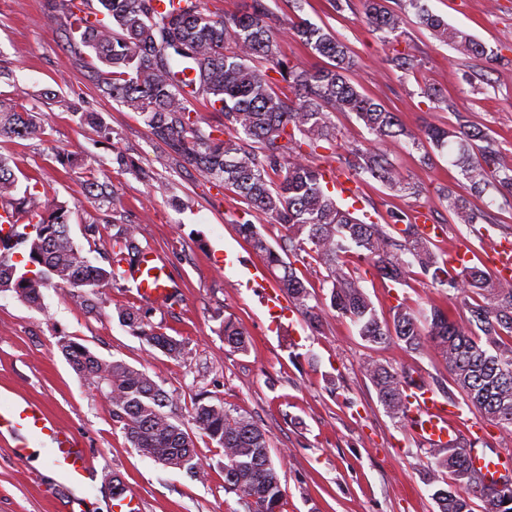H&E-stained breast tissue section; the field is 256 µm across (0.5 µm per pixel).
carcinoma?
Returning a JSON list of instances; mask_svg holds the SVG:
<instances>
[{
    "label": "carcinoma",
    "mask_w": 512,
    "mask_h": 512,
    "mask_svg": "<svg viewBox=\"0 0 512 512\" xmlns=\"http://www.w3.org/2000/svg\"><path fill=\"white\" fill-rule=\"evenodd\" d=\"M363 0L364 18L376 31L397 35L409 11L419 25L440 41L475 58L485 47L463 31L429 12L422 0ZM71 2L63 16L52 20L72 34L73 46L90 49L104 66L98 71L99 93L141 115L152 135L165 147L162 159L192 167L209 182L233 190L248 209L282 225V243L272 246L256 225H238L239 234L273 274L276 285L309 325L318 330L333 311L348 319L371 345L402 343L408 350L430 344L448 367V382L467 405L512 432V282L494 283L477 266L459 270L448 266L411 217L394 215L398 237L380 224H368L337 203L325 180L327 170L313 159L336 147L334 112H352L381 141L407 134L396 113L361 94L349 81L354 66L348 47L322 27L305 20L292 26V35L331 64L308 69L282 53L280 32L272 25L266 0H251L248 9L228 18L204 11L202 0H98ZM109 18L104 22L98 15ZM266 64L261 70L254 62ZM203 103L222 115V123L203 128L194 105ZM82 122L98 135L112 139V129L95 112ZM46 128L39 109L19 110L0 100V139L41 140ZM417 145L442 151L455 143V160L472 192L492 189L512 196V163L501 158L494 141L469 125L455 129L428 125L411 136ZM355 175L368 173L391 191L409 189L401 169L376 150L356 151ZM88 191L98 210H108L117 195L112 182L94 180ZM448 210L462 224H476L480 214L453 191L443 194ZM0 206L12 210L11 242L0 245V291H12L29 306L39 308L42 289L53 284L70 288L72 298L87 302L98 288L125 278L141 262L149 246L142 244L137 224H123L97 215L83 225L91 242L101 238V225L112 224L111 252L98 265L82 255L70 234V213L58 195L28 183L18 189L10 158L0 154ZM374 266L394 283L415 265L421 275L444 292L469 303L468 324L461 325L443 308L413 311L393 307L381 322L376 309L349 271V258ZM315 262L326 271L329 292L317 294L299 277L293 262ZM118 317L149 346L177 357L182 343L160 331L152 309L125 307ZM224 343L233 352L248 350L245 329L224 319ZM72 369L111 396L112 417L123 424L131 447L142 456L171 469L186 470L203 481L206 471L190 434L165 408L173 397L149 375L123 360H106L83 344L60 341ZM386 413L400 422L408 419V391L417 380L376 362L363 366ZM193 418L199 430L224 453V488L237 493L247 512H282L279 471L269 453L268 437L251 416L224 404L194 401ZM479 439L447 448L428 449V483L443 480L433 499L439 512H471L478 498L485 512H512V485L498 486L470 464L466 449Z\"/></svg>",
    "instance_id": "obj_1"
}]
</instances>
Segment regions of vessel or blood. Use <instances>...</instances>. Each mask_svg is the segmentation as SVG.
Here are the masks:
<instances>
[{
	"label": "vessel or blood",
	"instance_id": "b4317fda",
	"mask_svg": "<svg viewBox=\"0 0 512 512\" xmlns=\"http://www.w3.org/2000/svg\"><path fill=\"white\" fill-rule=\"evenodd\" d=\"M489 265L502 279L512 278V243L502 242L491 253ZM167 262L155 252H148L145 262L132 278L137 298L144 303L164 306L172 293ZM260 303L274 319L285 318L288 302L275 286H267ZM411 429L425 444L444 448L456 440V407L439 399L428 386L413 388L409 397ZM15 437L14 458L22 463L31 456L32 443L46 448V460L73 485L83 484L93 468V458L80 436L62 426L40 405L26 400L0 403V435Z\"/></svg>",
	"mask_w": 512,
	"mask_h": 512
}]
</instances>
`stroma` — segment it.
I'll return each mask as SVG.
<instances>
[{
  "label": "stroma",
  "mask_w": 512,
  "mask_h": 512,
  "mask_svg": "<svg viewBox=\"0 0 512 512\" xmlns=\"http://www.w3.org/2000/svg\"><path fill=\"white\" fill-rule=\"evenodd\" d=\"M425 2L449 25L496 51V59L461 54L413 19L398 37L384 36L364 23L361 0H342L338 12L330 0H305L301 16L350 48L357 90L397 113L406 130L384 147L419 195L394 193L361 175L358 217L386 225L396 213L426 212L430 223L444 230L434 249L464 250L470 264L483 268L491 246L512 238V205L499 196L470 194L451 155H434L432 164L424 165L407 136L430 123L453 129L464 122L483 129L512 160V0ZM63 12L64 0H0V68L13 73L10 82L0 83V98L28 108L42 90L58 94L55 101L36 104L44 140L2 141L0 152L12 156L17 176L37 179L66 202L72 237L95 262L109 251L110 236L102 234L94 244L83 237L84 219L96 212L84 184L94 176L112 181L119 193L117 218L141 226L143 244L167 262L180 287L181 302L154 308L152 320L184 349L177 357L165 355L119 321L118 308L136 303L123 280L99 289L86 305L72 299L66 286L44 289L39 310L13 292H0V402L18 395L39 402L81 436L95 464L92 483L82 492L87 512H111L116 476L140 495L143 512H246L242 499L224 489L222 449L194 424L193 403L200 393L206 401L247 412L265 429L280 472L284 512H439L434 488L426 482L424 444L408 425L387 415L362 370L371 360L444 382L448 370L437 351L368 344L349 321L336 316L315 333L296 313L292 335L280 334L259 302L260 287L248 279L247 265L260 258L237 226L253 220L273 244L280 243L284 228L262 216L247 217L239 196L213 187L199 171L162 166L158 158L164 147L142 117L99 94L89 49L74 51L63 28L51 23V14ZM398 51L411 56L409 69L391 67ZM69 101L99 113L112 129L111 140L99 138L67 111ZM331 120L338 157L379 146L354 114L338 112ZM120 153L126 165L117 163ZM70 154L82 156L84 168H66L62 160ZM447 188L468 196L482 211L479 223L456 220L442 199ZM350 270L380 319H388L398 304L416 311L433 303L447 306L458 321L469 317L460 302L448 300L419 272L395 284L359 260ZM228 316L247 329V352L225 345L221 326ZM65 337L100 357L145 370L173 395V413L194 434L209 472L206 482L164 468L131 447L110 405L62 355L58 342ZM460 412L459 428L479 430L484 452L512 466V434L468 407ZM12 446L11 437L0 436V512H67V499L44 466L15 461Z\"/></svg>",
  "instance_id": "stroma-1"
}]
</instances>
